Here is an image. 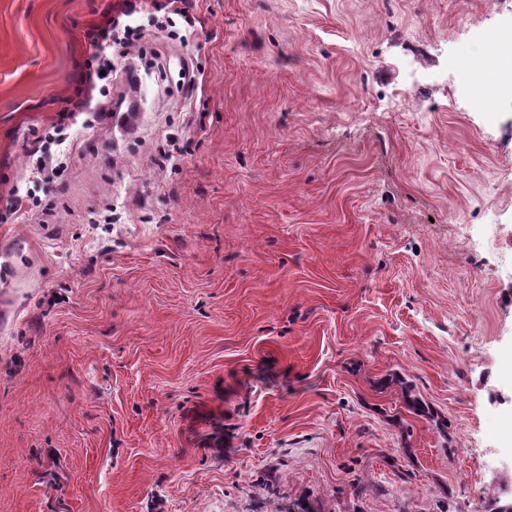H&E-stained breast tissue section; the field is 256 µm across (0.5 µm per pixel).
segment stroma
Instances as JSON below:
<instances>
[{
    "label": "stroma",
    "mask_w": 512,
    "mask_h": 512,
    "mask_svg": "<svg viewBox=\"0 0 512 512\" xmlns=\"http://www.w3.org/2000/svg\"><path fill=\"white\" fill-rule=\"evenodd\" d=\"M107 2L0 0V512L512 503V12H143L61 121Z\"/></svg>",
    "instance_id": "obj_1"
}]
</instances>
